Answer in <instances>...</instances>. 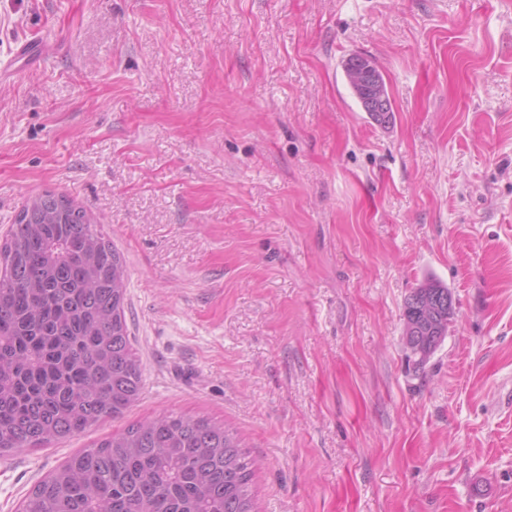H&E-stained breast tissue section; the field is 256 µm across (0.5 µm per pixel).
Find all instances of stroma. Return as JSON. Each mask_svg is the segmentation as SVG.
Segmentation results:
<instances>
[{"mask_svg": "<svg viewBox=\"0 0 512 512\" xmlns=\"http://www.w3.org/2000/svg\"><path fill=\"white\" fill-rule=\"evenodd\" d=\"M1 65L0 235L46 190L96 215L143 392L0 458V512L163 411L237 430L258 512H512V0H0ZM377 78L380 79V81L384 85V97L383 100H378L374 96V91H371L368 89L367 92H365L363 89H358V87H355L356 89L353 90L350 86V82L348 81V84L350 88L353 90L355 96L357 97L359 103L361 104V107L363 108L364 112H367V114L377 123L379 124H386L389 122L390 119H392L393 116V106H392V100L389 97L388 90L386 88L385 81L383 79V76L380 72H377ZM448 286L434 279L421 282L406 298L403 312V335L420 336V340L431 343L430 337H437V344L448 335V325L454 315L455 307L448 311L451 299ZM428 300V303H424ZM418 303L420 306H418ZM416 326V328H413ZM416 329V330H415Z\"/></svg>", "mask_w": 512, "mask_h": 512, "instance_id": "obj_1", "label": "stroma"}]
</instances>
